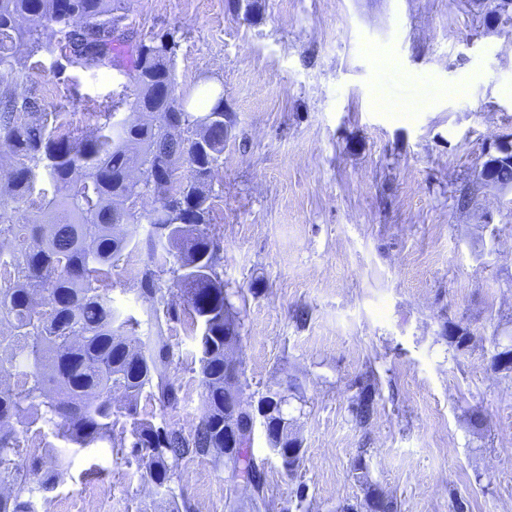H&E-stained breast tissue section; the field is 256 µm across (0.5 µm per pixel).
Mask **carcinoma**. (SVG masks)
Here are the masks:
<instances>
[{"instance_id":"obj_1","label":"carcinoma","mask_w":512,"mask_h":512,"mask_svg":"<svg viewBox=\"0 0 512 512\" xmlns=\"http://www.w3.org/2000/svg\"><path fill=\"white\" fill-rule=\"evenodd\" d=\"M113 2L0 0V140L11 152L0 169V369L14 376L0 387V512H35V494L58 483L60 472L42 468L25 445L45 426L74 448L106 442L121 454H147V475L161 485L177 479L185 459L224 456V325H241L234 304L224 310L220 247L210 224L208 184L224 154V95L210 108L219 118L192 137L190 124L201 113L170 95L175 50L160 35L134 45L115 35ZM48 30L63 39L47 43ZM41 51L60 52L74 68H117L127 83L99 104L93 125L78 129L65 113L47 112L37 98L17 92V79L39 65L32 58ZM173 160L187 169L177 186L168 169ZM132 169L142 172L143 183L129 179ZM481 173L512 186V153L489 158ZM154 177L166 182L153 207L119 206ZM35 208L49 219L19 221L20 211ZM143 222L150 229L141 239ZM172 244L179 247L173 267ZM130 248L145 255L136 280L156 328L150 346L137 336L138 320L120 318L112 306L113 261ZM166 271L187 303L199 350L203 408L188 435L137 412L145 392L165 410L179 402L162 331L173 307L160 285ZM492 365L512 372V345L496 352ZM116 394L125 398L118 409ZM375 405L354 399L356 422L366 424ZM252 440L246 435L238 448L232 476L252 485L258 508L265 476ZM364 500L375 512H397L393 498L371 484Z\"/></svg>"}]
</instances>
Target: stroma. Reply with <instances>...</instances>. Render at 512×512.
<instances>
[{
  "mask_svg": "<svg viewBox=\"0 0 512 512\" xmlns=\"http://www.w3.org/2000/svg\"><path fill=\"white\" fill-rule=\"evenodd\" d=\"M121 0L133 40L172 34L174 94L223 93L231 136L211 185L224 283L244 295L243 396L283 392L304 460L288 478L255 430L266 502L212 456L181 462L172 485L190 512H339L378 486L398 512H512V192L478 183L512 144V21L489 0ZM19 85L49 112L88 125L126 78L58 70L51 55ZM124 252L114 309L154 329ZM164 326L180 387L175 409L141 397L154 423L193 432L202 413L198 347L186 303ZM467 328L464 346L450 343ZM379 392L359 426L350 403ZM484 417L473 426V413ZM64 474L38 512H158L140 457L60 448ZM363 461L365 473L354 465ZM304 498H297V488Z\"/></svg>",
  "mask_w": 512,
  "mask_h": 512,
  "instance_id": "obj_1",
  "label": "stroma"
}]
</instances>
